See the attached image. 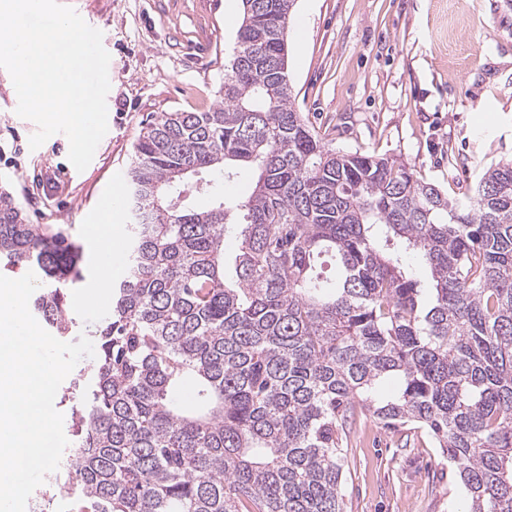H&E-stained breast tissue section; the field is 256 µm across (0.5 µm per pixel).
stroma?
<instances>
[{"label":"stroma","mask_w":512,"mask_h":512,"mask_svg":"<svg viewBox=\"0 0 512 512\" xmlns=\"http://www.w3.org/2000/svg\"><path fill=\"white\" fill-rule=\"evenodd\" d=\"M103 34L111 56L108 131L73 179L69 143L37 149L0 68V189L28 223L60 224L83 247L69 314L86 335L106 317L85 308L96 268L93 221L127 177L142 127L164 112L220 101L240 0H61ZM287 30L297 111L323 145L396 160L449 199L512 159V0H296ZM346 512H459L465 493L446 453L420 429L383 428L362 408L340 444Z\"/></svg>","instance_id":"35a3bbf8"}]
</instances>
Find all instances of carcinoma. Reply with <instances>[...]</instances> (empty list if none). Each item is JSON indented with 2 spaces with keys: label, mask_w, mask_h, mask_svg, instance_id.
I'll return each instance as SVG.
<instances>
[{
  "label": "carcinoma",
  "mask_w": 512,
  "mask_h": 512,
  "mask_svg": "<svg viewBox=\"0 0 512 512\" xmlns=\"http://www.w3.org/2000/svg\"><path fill=\"white\" fill-rule=\"evenodd\" d=\"M294 2L242 0L224 103L140 132L128 275L91 332L67 494L77 512H344L339 434L359 403L436 439L466 512H512V161L450 201L403 164L325 148L288 83ZM245 168L249 196L196 205ZM81 260L0 191V264L41 274L34 310L59 338Z\"/></svg>",
  "instance_id": "cac0c4a2"
}]
</instances>
